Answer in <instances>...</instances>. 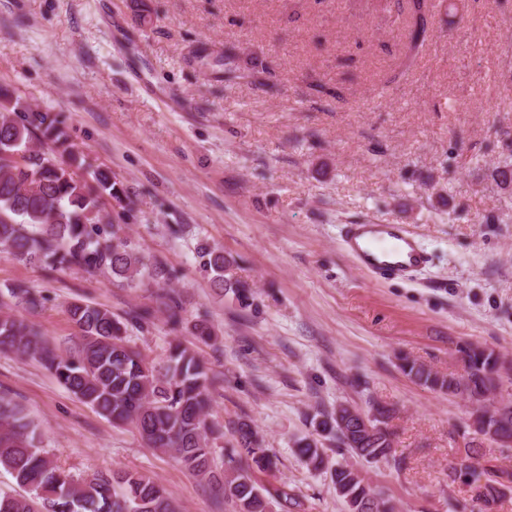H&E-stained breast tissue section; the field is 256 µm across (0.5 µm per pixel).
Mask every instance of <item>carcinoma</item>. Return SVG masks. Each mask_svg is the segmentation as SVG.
<instances>
[{
	"instance_id": "carcinoma-1",
	"label": "carcinoma",
	"mask_w": 512,
	"mask_h": 512,
	"mask_svg": "<svg viewBox=\"0 0 512 512\" xmlns=\"http://www.w3.org/2000/svg\"><path fill=\"white\" fill-rule=\"evenodd\" d=\"M407 41L401 65H407L425 42L424 0H412ZM122 203L126 192L111 172L95 168L75 150L59 115L29 111L12 101L0 87V246L16 259L40 266L50 274L77 266L126 280L134 279L139 259L115 226L100 224L102 200ZM204 267L215 286L246 292L244 284L226 276L232 261L224 252L202 249ZM22 307L33 312L43 297L24 284L9 289ZM80 331L73 355L52 349L41 331L24 318L0 313V352L38 359L70 393L99 415L116 423L132 422L151 448L171 452L197 476L221 483L224 499L235 512H281L301 507L286 486L263 483L258 474L275 466L257 431L237 423V447L228 449V468L214 470L207 421L208 388L214 382L190 348L170 346L166 363L157 368L125 341V325L108 308L83 300L68 306ZM463 374L439 375L403 358L402 370L423 385L479 404L491 399L510 379L506 363L493 350L469 346L462 350ZM395 410L381 403L366 413L367 423L351 417L339 404L312 418L316 437H302L294 452L314 471L329 473L348 512H398L397 504L372 492L360 470L348 461L329 462L323 441L336 443V455L368 464L403 459L393 454ZM474 434L491 443L512 441V400H503L493 414L472 418ZM36 425L25 411L0 397V468L15 478L24 494L0 493V512H179L167 491L138 472L97 473L78 480L57 467L39 447ZM462 469L481 512L492 508L512 489V471L479 454L474 442L465 444Z\"/></svg>"
}]
</instances>
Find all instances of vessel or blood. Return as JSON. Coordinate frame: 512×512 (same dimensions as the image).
Returning <instances> with one entry per match:
<instances>
[{
  "label": "vessel or blood",
  "instance_id": "b4317fda",
  "mask_svg": "<svg viewBox=\"0 0 512 512\" xmlns=\"http://www.w3.org/2000/svg\"><path fill=\"white\" fill-rule=\"evenodd\" d=\"M341 240L359 268L379 275L406 276L428 262L426 252L400 224H350Z\"/></svg>",
  "mask_w": 512,
  "mask_h": 512
}]
</instances>
